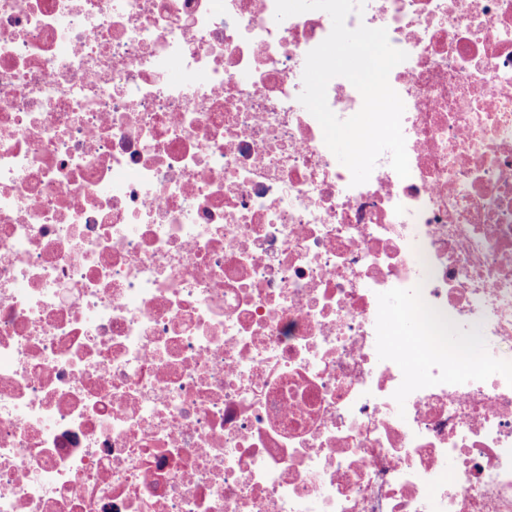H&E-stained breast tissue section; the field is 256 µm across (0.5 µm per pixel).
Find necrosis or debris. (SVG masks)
Instances as JSON below:
<instances>
[{"label": "necrosis or debris", "instance_id": "necrosis-or-debris-1", "mask_svg": "<svg viewBox=\"0 0 512 512\" xmlns=\"http://www.w3.org/2000/svg\"><path fill=\"white\" fill-rule=\"evenodd\" d=\"M346 24L407 178L298 100L324 11L0 0V512H512V0Z\"/></svg>", "mask_w": 512, "mask_h": 512}]
</instances>
